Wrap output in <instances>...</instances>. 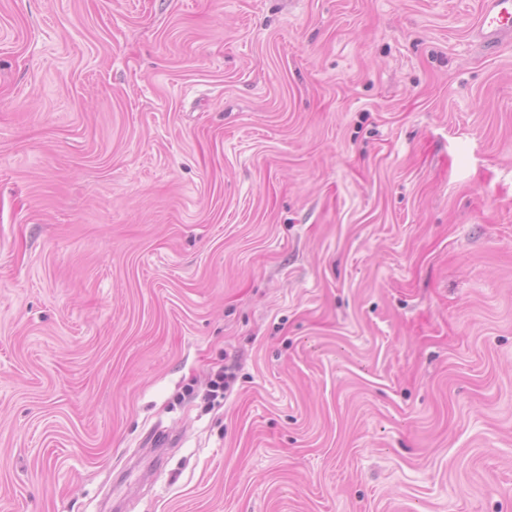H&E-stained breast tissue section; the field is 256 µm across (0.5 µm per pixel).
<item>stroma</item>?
<instances>
[{
  "instance_id": "1",
  "label": "stroma",
  "mask_w": 512,
  "mask_h": 512,
  "mask_svg": "<svg viewBox=\"0 0 512 512\" xmlns=\"http://www.w3.org/2000/svg\"><path fill=\"white\" fill-rule=\"evenodd\" d=\"M481 3L0 0V512H512Z\"/></svg>"
}]
</instances>
